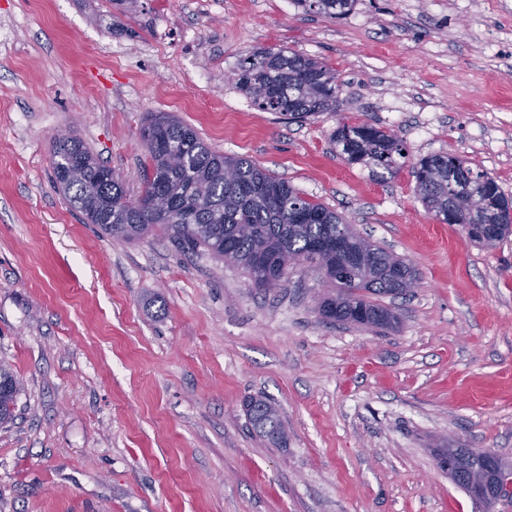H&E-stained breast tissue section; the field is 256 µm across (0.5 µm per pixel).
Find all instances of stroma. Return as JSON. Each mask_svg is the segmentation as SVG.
Wrapping results in <instances>:
<instances>
[{
  "mask_svg": "<svg viewBox=\"0 0 512 512\" xmlns=\"http://www.w3.org/2000/svg\"><path fill=\"white\" fill-rule=\"evenodd\" d=\"M285 49L325 61L338 112L258 110L229 78ZM166 112L256 162L420 273L391 329L330 323L311 264L260 291L161 231L117 242L51 180L67 130L142 186ZM394 130L386 180L337 155L339 122ZM454 153L512 196V0H0V512H481L440 444L512 463V236L489 250L429 215L411 165ZM280 407L285 446L250 396ZM303 10L338 18L349 12L355 0H294ZM22 390L20 379L6 363L0 362V424L13 419L14 406ZM245 410L252 427L257 432L277 443L284 441L281 433L283 425L278 410L271 401L252 397L246 401Z\"/></svg>",
  "mask_w": 512,
  "mask_h": 512,
  "instance_id": "obj_1",
  "label": "stroma"
}]
</instances>
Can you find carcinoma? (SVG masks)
<instances>
[{
  "mask_svg": "<svg viewBox=\"0 0 512 512\" xmlns=\"http://www.w3.org/2000/svg\"><path fill=\"white\" fill-rule=\"evenodd\" d=\"M301 8L338 18L355 0H294ZM235 85L264 112L288 119H314L339 107L342 84L327 63L302 54L271 49L244 57ZM333 142L349 163L394 175L403 158L402 140L368 122L340 123ZM147 162L141 195L127 194L117 175L76 136L58 140L52 159L53 183L89 224L117 241H135L160 228L188 253L199 250L244 270L257 288H278L288 269L311 263L324 271L334 289L319 299L318 313L330 322L385 327L397 321L393 311L370 300L399 295V277L417 278V270L390 249L359 234L341 238L345 218L323 203L306 198L288 181L246 158L219 154L190 126L168 113L150 116L141 128ZM417 194L426 211L440 221L475 224L470 240L493 247L512 233V198L496 179L456 154H433L413 165ZM481 224L500 226L483 240ZM22 382L0 362V424L11 421ZM252 427L282 442L275 405L252 397L245 403Z\"/></svg>",
  "mask_w": 512,
  "mask_h": 512,
  "instance_id": "1",
  "label": "carcinoma"
}]
</instances>
